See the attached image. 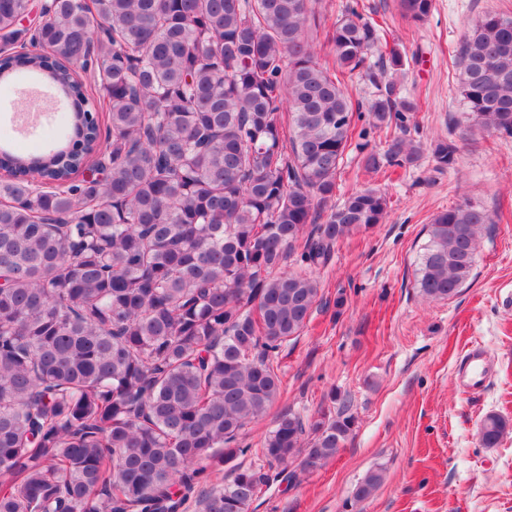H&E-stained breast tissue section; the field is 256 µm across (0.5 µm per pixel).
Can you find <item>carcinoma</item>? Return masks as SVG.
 <instances>
[{
    "label": "carcinoma",
    "instance_id": "obj_1",
    "mask_svg": "<svg viewBox=\"0 0 512 512\" xmlns=\"http://www.w3.org/2000/svg\"><path fill=\"white\" fill-rule=\"evenodd\" d=\"M398 2L415 23L435 7ZM317 4L47 0L30 47L12 52L34 5L0 0V82L48 83L70 127L49 152L0 145V512H186L214 463L247 452L240 436L281 393L275 359L320 301L313 269L387 214L372 188L331 204L344 157L355 149L377 172L422 154L406 138L414 102L382 82L405 66L386 21L347 5L331 67L314 44ZM457 65L474 120L512 136V18L485 15ZM355 76L376 86L366 106L345 85ZM393 130L386 150L366 151L371 132ZM430 149L454 167L455 141ZM90 162L103 177L74 181ZM490 223L468 200L436 215L423 298L460 292ZM355 423L345 403L308 423L285 413L263 456L307 468ZM508 429L490 414L480 442ZM271 478L238 470L201 497L204 512H250ZM382 481L369 470L352 502Z\"/></svg>",
    "mask_w": 512,
    "mask_h": 512
}]
</instances>
